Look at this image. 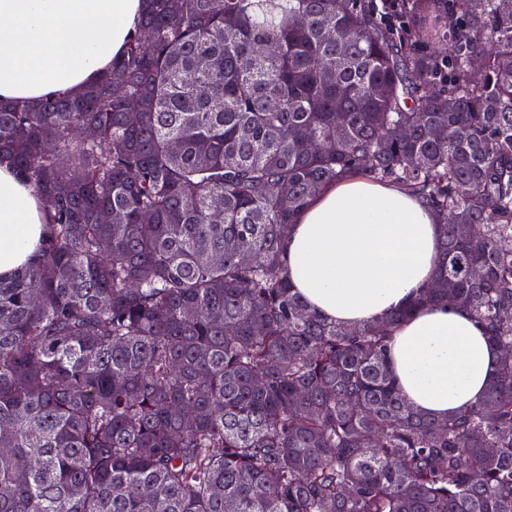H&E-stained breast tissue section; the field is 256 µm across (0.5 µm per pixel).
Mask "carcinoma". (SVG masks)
I'll return each mask as SVG.
<instances>
[{"label": "carcinoma", "mask_w": 512, "mask_h": 512, "mask_svg": "<svg viewBox=\"0 0 512 512\" xmlns=\"http://www.w3.org/2000/svg\"><path fill=\"white\" fill-rule=\"evenodd\" d=\"M143 2L96 83L0 102V159L50 218L0 278V512H512V6L400 0L395 28L373 0ZM353 174L419 195L442 237L412 304L345 327L281 243ZM442 301L501 356L437 421L386 338Z\"/></svg>", "instance_id": "obj_1"}]
</instances>
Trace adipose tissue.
<instances>
[{
    "label": "adipose tissue",
    "instance_id": "adipose-tissue-1",
    "mask_svg": "<svg viewBox=\"0 0 512 512\" xmlns=\"http://www.w3.org/2000/svg\"><path fill=\"white\" fill-rule=\"evenodd\" d=\"M142 0H0V100L76 94L135 34ZM49 216L13 163L0 161V275L40 254ZM441 226L434 209L394 184L356 175L325 188L299 214L281 251L295 291L336 323H378L432 280ZM406 403L435 419L482 398L500 353L465 309L430 305L387 343Z\"/></svg>",
    "mask_w": 512,
    "mask_h": 512
}]
</instances>
